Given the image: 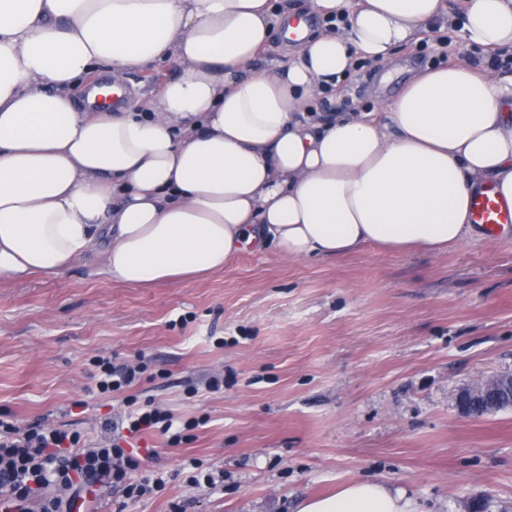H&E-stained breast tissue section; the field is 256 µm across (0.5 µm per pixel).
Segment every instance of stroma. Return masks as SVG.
<instances>
[{
    "instance_id": "obj_1",
    "label": "stroma",
    "mask_w": 512,
    "mask_h": 512,
    "mask_svg": "<svg viewBox=\"0 0 512 512\" xmlns=\"http://www.w3.org/2000/svg\"><path fill=\"white\" fill-rule=\"evenodd\" d=\"M451 28L400 48L387 85L358 62L315 112H376L430 66L481 60ZM179 66L129 72L147 107ZM144 359L137 390L204 425L177 447L147 435L165 489L127 512H298L307 497L376 478L421 512H512V409L469 419L452 395L512 372V230L447 253L368 245L332 259L246 252L197 281L131 288L76 263L0 281V415L99 428L119 400L90 393L96 356ZM165 378H158V371ZM224 375V389L206 388ZM224 473L195 488L184 464Z\"/></svg>"
}]
</instances>
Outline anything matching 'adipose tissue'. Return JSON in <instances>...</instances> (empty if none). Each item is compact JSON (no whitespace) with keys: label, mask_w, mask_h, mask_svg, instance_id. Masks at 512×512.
Listing matches in <instances>:
<instances>
[{"label":"adipose tissue","mask_w":512,"mask_h":512,"mask_svg":"<svg viewBox=\"0 0 512 512\" xmlns=\"http://www.w3.org/2000/svg\"><path fill=\"white\" fill-rule=\"evenodd\" d=\"M339 16L310 33L289 0H0V280L80 260L133 288L222 272L247 250L301 260L373 245L439 254L476 228L485 186L512 205V76L426 68L379 112L315 117L312 93L383 63L426 28L512 50V0H311ZM297 41L258 69L273 43ZM173 58L147 110L81 111ZM298 512H416L355 480Z\"/></svg>","instance_id":"adipose-tissue-1"}]
</instances>
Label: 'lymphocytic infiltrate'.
Segmentation results:
<instances>
[{
    "label": "lymphocytic infiltrate",
    "instance_id": "lymphocytic-infiltrate-1",
    "mask_svg": "<svg viewBox=\"0 0 512 512\" xmlns=\"http://www.w3.org/2000/svg\"><path fill=\"white\" fill-rule=\"evenodd\" d=\"M93 365L95 391L123 396V415L107 421L98 437L0 418V512H73L84 496L115 490L121 493L117 506L122 510L164 489L162 473L149 464L152 452H138L135 443L154 434L168 445H180L191 440L198 420H182L153 402L138 401L134 390L145 366L117 365L103 356Z\"/></svg>",
    "mask_w": 512,
    "mask_h": 512
}]
</instances>
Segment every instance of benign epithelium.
<instances>
[{
	"label": "benign epithelium",
	"instance_id": "obj_1",
	"mask_svg": "<svg viewBox=\"0 0 512 512\" xmlns=\"http://www.w3.org/2000/svg\"><path fill=\"white\" fill-rule=\"evenodd\" d=\"M455 405L465 418H481L512 408V373L500 372L460 388Z\"/></svg>",
	"mask_w": 512,
	"mask_h": 512
}]
</instances>
